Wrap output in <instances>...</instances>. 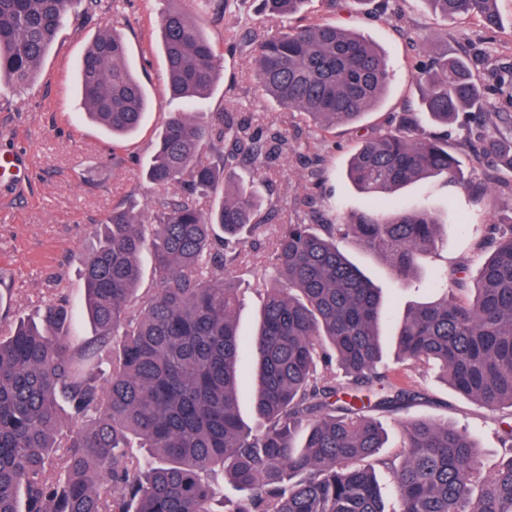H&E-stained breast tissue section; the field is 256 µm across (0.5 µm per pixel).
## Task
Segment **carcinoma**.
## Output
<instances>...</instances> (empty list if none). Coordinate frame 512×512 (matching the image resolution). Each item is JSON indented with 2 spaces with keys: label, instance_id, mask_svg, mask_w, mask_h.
<instances>
[{
  "label": "carcinoma",
  "instance_id": "obj_1",
  "mask_svg": "<svg viewBox=\"0 0 512 512\" xmlns=\"http://www.w3.org/2000/svg\"><path fill=\"white\" fill-rule=\"evenodd\" d=\"M279 17L306 0H262ZM445 18L504 24L498 0H424ZM74 0H0V81H32ZM260 86L278 105L324 130L353 125L381 102L390 81L382 53L333 23L274 35L243 32ZM168 90L193 104L207 97L220 62L196 20L161 18ZM127 48L103 31L78 69L88 117L112 136L140 126L146 89ZM419 109L361 142L348 177L382 201L429 177L453 176L448 135L420 133V114L446 124L483 99L468 65L436 57L412 74ZM288 133L252 132L233 112H173L145 168L161 193L148 210H112L82 258L84 309L94 330L72 332L60 299L36 320L0 332V512H387L376 469L396 486L395 512H512V425L504 456L482 471L472 436L454 425L410 418L403 452L380 455L386 430L375 414L428 399L382 366L385 301L339 243L386 254L397 275L413 273L439 239L426 209L351 222L283 224L264 288L256 335L238 331L235 269L278 214L262 211L236 168L286 153ZM482 153L512 170V137L490 135ZM475 295L439 271L440 299L411 308L398 333V360L436 366L446 384L489 410H512V228L492 240ZM156 287L138 297L140 257ZM460 295L448 297V284ZM256 363L255 429L242 419L238 366ZM67 453L64 469L57 451ZM239 496L214 504L219 479Z\"/></svg>",
  "mask_w": 512,
  "mask_h": 512
}]
</instances>
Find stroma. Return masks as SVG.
I'll return each instance as SVG.
<instances>
[{
  "instance_id": "35a3bbf8",
  "label": "stroma",
  "mask_w": 512,
  "mask_h": 512,
  "mask_svg": "<svg viewBox=\"0 0 512 512\" xmlns=\"http://www.w3.org/2000/svg\"><path fill=\"white\" fill-rule=\"evenodd\" d=\"M168 5L166 0H101L91 15L75 7L36 81L22 91L0 85V154L18 152L27 161L22 182L0 186V329L36 317L62 295L79 304L84 288L80 259L93 247L98 224L113 208L133 201L143 205L156 195L143 168L168 114L187 109L165 89L158 16ZM172 5L201 23L222 62L218 81L197 111L236 113L254 131L287 130L291 148L268 161L263 186L267 203L284 222H308L305 201L310 197L336 218L369 209L371 199L346 177L358 144L355 129L323 131L277 107L258 84L253 51L240 42L231 16L202 12L198 0H175ZM499 9L504 26L490 30L476 16L436 17L423 0H342L334 10L327 0H309L293 22L348 25L384 51L392 81L382 105L363 121L366 129L377 131L387 128L396 112L417 105L421 91L411 79L414 67L443 55L470 63L485 90L487 110L512 113V87L501 82L512 70V0H499ZM109 29L125 42L127 60L152 100L138 131L116 140L85 119L77 78V65L90 42ZM480 123L478 115L464 114L448 128V149L459 161L457 176L424 179L394 195L398 208L424 207L444 223L436 253L419 263L411 282L396 276L386 256L353 240L341 244L383 292L384 336L394 335L410 308L438 298L431 286L435 268L444 266L474 281L491 252L487 241L493 226L512 214V174L499 170L494 158L478 154ZM314 156L323 167L317 179L308 166ZM385 359L396 381L420 384L434 398L410 408V415L467 430L477 441L482 464L495 463L502 454L500 422L507 411H488L433 371L396 364L393 349H386Z\"/></svg>"
}]
</instances>
